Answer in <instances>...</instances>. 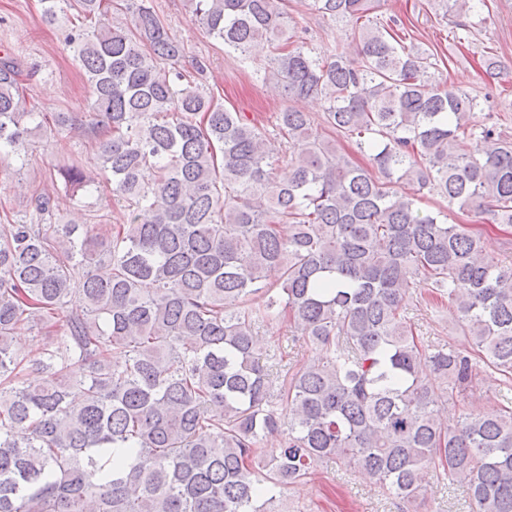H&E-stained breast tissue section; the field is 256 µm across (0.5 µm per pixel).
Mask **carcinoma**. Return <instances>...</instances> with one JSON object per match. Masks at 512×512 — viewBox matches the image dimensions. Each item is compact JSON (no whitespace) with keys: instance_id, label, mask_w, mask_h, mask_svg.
Wrapping results in <instances>:
<instances>
[{"instance_id":"carcinoma-1","label":"carcinoma","mask_w":512,"mask_h":512,"mask_svg":"<svg viewBox=\"0 0 512 512\" xmlns=\"http://www.w3.org/2000/svg\"><path fill=\"white\" fill-rule=\"evenodd\" d=\"M188 2L288 101L273 129L288 179L266 129L187 78L149 0H127L125 22L108 0H41L46 26L77 13L69 44L96 115L55 116L95 164L49 179L74 194L104 179L126 221L57 224L41 192L0 224V512H274L328 462L402 512H424L430 474L466 488L472 512H512V406L451 422L440 409L482 373L512 384V268L481 231L421 207L428 193L512 224V138L477 121L480 98L442 82L435 54L378 21L374 0H310L350 26L353 55L308 46L288 0ZM18 76L0 57V154L21 170L49 127ZM308 97L334 137L290 105ZM417 288L456 306L475 356L419 339L404 315ZM282 323L319 358L275 377L256 328ZM22 326L50 345L18 347Z\"/></svg>"}]
</instances>
